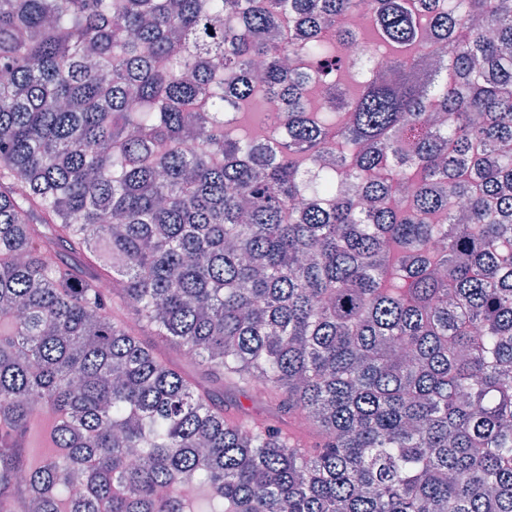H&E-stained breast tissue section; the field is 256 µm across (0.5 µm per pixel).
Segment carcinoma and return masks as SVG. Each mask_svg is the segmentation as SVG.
Wrapping results in <instances>:
<instances>
[{
	"mask_svg": "<svg viewBox=\"0 0 512 512\" xmlns=\"http://www.w3.org/2000/svg\"><path fill=\"white\" fill-rule=\"evenodd\" d=\"M0 71V512H512V0H0ZM237 405H242L249 411L251 415L259 413L262 414L264 417H267L268 407L266 404V400L259 403L253 399L252 393L242 394L224 388V407H236Z\"/></svg>",
	"mask_w": 512,
	"mask_h": 512,
	"instance_id": "cac0c4a2",
	"label": "carcinoma"
}]
</instances>
